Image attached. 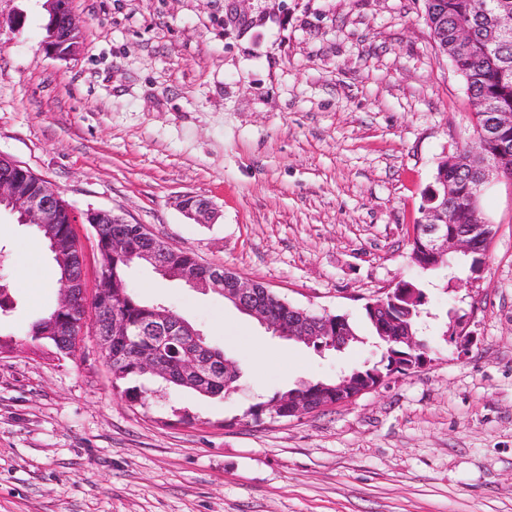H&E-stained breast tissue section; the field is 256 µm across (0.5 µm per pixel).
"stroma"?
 <instances>
[{"label":"stroma","mask_w":512,"mask_h":512,"mask_svg":"<svg viewBox=\"0 0 512 512\" xmlns=\"http://www.w3.org/2000/svg\"><path fill=\"white\" fill-rule=\"evenodd\" d=\"M77 51L47 53V0H0V153L75 210L123 216L293 306L347 315L362 343L317 352L223 297L128 272L237 361L225 397L118 393L93 337L56 359L27 334L57 305L18 274L34 232L0 210V512H512V181L480 199V281L424 288L430 364L301 419L243 413L379 360L364 306L403 279L422 196L472 133L463 78L424 0H69ZM208 200L210 223L179 207ZM464 316L467 351L441 336Z\"/></svg>","instance_id":"1"}]
</instances>
